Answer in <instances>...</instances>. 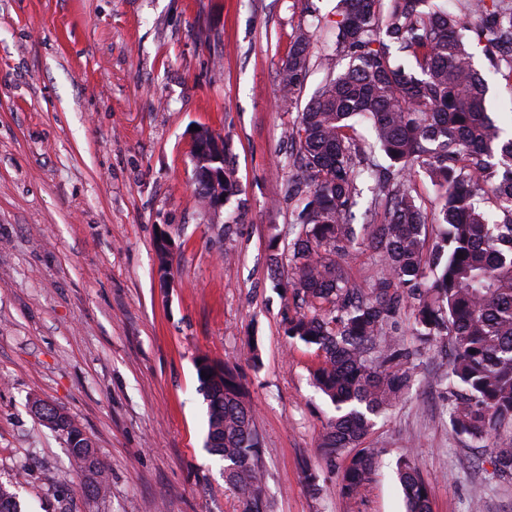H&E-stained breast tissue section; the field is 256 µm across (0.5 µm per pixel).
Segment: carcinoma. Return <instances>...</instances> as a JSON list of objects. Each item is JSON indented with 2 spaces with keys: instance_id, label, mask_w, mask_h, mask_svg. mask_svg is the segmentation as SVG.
Segmentation results:
<instances>
[{
  "instance_id": "carcinoma-1",
  "label": "carcinoma",
  "mask_w": 512,
  "mask_h": 512,
  "mask_svg": "<svg viewBox=\"0 0 512 512\" xmlns=\"http://www.w3.org/2000/svg\"><path fill=\"white\" fill-rule=\"evenodd\" d=\"M340 0L336 44L346 68L317 89L288 130L293 169L288 186L295 223L269 269L295 304L288 338L315 349L312 384L336 415L324 427L325 459L345 460L340 492L352 501L375 475L379 448L366 445L374 418L389 411L417 377L418 350L398 336L402 308L411 335L451 350V365L432 377L453 398L452 430L497 447V471L512 474V135L487 114L486 81L470 63L473 45L488 50L493 72L512 87V0H461L457 14L435 0ZM313 32L292 37L279 73L282 100L293 101L311 65ZM366 122L371 140L358 142ZM388 165L364 164L365 150ZM422 171L440 209L428 215L407 186ZM375 182L369 221L355 224L360 184ZM240 188L224 162V196ZM439 227L426 248L427 225ZM381 271L367 289L352 281L348 259L359 236ZM207 404L206 447L224 461V482L242 512H267L260 440L248 391L235 367L198 365ZM43 426L62 437L76 474L94 476L95 498L110 489V466L65 411L38 399ZM406 512H431L429 484L409 454L397 462ZM0 483V512H21L15 487Z\"/></svg>"
}]
</instances>
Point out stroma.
Wrapping results in <instances>:
<instances>
[{"instance_id": "stroma-1", "label": "stroma", "mask_w": 512, "mask_h": 512, "mask_svg": "<svg viewBox=\"0 0 512 512\" xmlns=\"http://www.w3.org/2000/svg\"><path fill=\"white\" fill-rule=\"evenodd\" d=\"M338 7L0 0V482L20 480L25 512H240L205 447L203 355L248 388L270 512H404L394 468L406 453L432 512H472L476 494L483 512H512L492 444L452 432L429 350L366 439L383 455L359 499L341 496V465L320 455L334 408L310 383L315 351L285 333L294 304L269 277L268 247L294 220L285 132L326 76ZM300 29L314 33L313 67L287 105L279 73ZM196 126L226 143L241 186L216 213L194 196ZM163 226L181 245L171 288L154 275ZM36 397L110 462L107 497L85 495L66 443L34 416Z\"/></svg>"}]
</instances>
